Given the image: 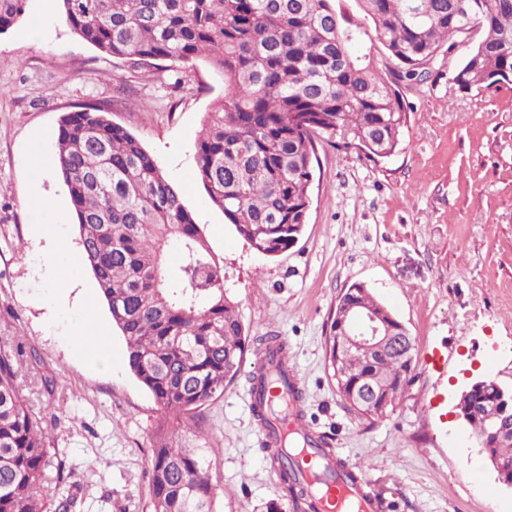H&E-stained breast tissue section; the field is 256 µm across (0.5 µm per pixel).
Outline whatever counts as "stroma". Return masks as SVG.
Instances as JSON below:
<instances>
[{"label":"stroma","instance_id":"1","mask_svg":"<svg viewBox=\"0 0 512 512\" xmlns=\"http://www.w3.org/2000/svg\"><path fill=\"white\" fill-rule=\"evenodd\" d=\"M463 54L440 53L423 83L401 86L409 122L389 158L373 162L317 140L304 230L267 257L196 176V137L224 94L208 63L173 71L100 53L71 31L58 0H30L0 34V340L19 337L32 353L22 392L56 422L50 448L72 471L75 512H151L148 461L161 417L127 365L104 300L83 340L68 328L96 280L69 262L81 247L56 137L64 114L94 102L180 192L224 260V289L250 338L223 396L189 425L171 426L174 443L204 458L212 512H301L273 459L258 451L249 376L271 334L300 375L304 419L383 497L385 512H512V489L483 465L454 409L472 380L512 386V84L461 92L452 72ZM40 227L51 237L37 236ZM356 283L415 341L412 381L376 421L350 410L326 358L336 301ZM97 347L111 352V369L91 360ZM46 375L54 392L41 385Z\"/></svg>","mask_w":512,"mask_h":512}]
</instances>
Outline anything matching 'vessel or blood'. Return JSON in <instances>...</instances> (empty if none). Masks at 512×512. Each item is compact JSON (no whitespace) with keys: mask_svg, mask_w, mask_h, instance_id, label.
<instances>
[{"mask_svg":"<svg viewBox=\"0 0 512 512\" xmlns=\"http://www.w3.org/2000/svg\"><path fill=\"white\" fill-rule=\"evenodd\" d=\"M300 379L294 368H287L279 384L264 392L268 402L280 405L281 413L273 426H260V449L269 454L282 448L287 437L305 439L312 431L301 417L298 397ZM295 472L306 486L307 494L302 501L304 512H383V501L374 494L364 478L356 481L338 479L322 481L321 471L335 470L333 454H320L305 447L293 455Z\"/></svg>","mask_w":512,"mask_h":512,"instance_id":"1","label":"vessel or blood"}]
</instances>
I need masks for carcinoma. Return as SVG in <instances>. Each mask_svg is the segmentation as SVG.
<instances>
[{
	"label": "carcinoma",
	"mask_w": 512,
	"mask_h": 512,
	"mask_svg": "<svg viewBox=\"0 0 512 512\" xmlns=\"http://www.w3.org/2000/svg\"><path fill=\"white\" fill-rule=\"evenodd\" d=\"M29 0H0V34L26 14ZM72 32L99 52L135 64H193L224 77L194 151L211 202L259 254L273 257L298 240L311 203L316 137L328 135L375 161L401 144L409 113L396 89L424 80L426 65L471 36L452 80L469 92L512 81V0H356L361 17L338 0H60ZM390 66L383 76L372 52ZM363 45V52L353 47ZM57 170L77 220L83 265L93 273L127 364L163 415L151 449L152 512H211L214 488L191 448L166 437L169 418L224 394L240 372L249 342L224 292L223 260L154 158L106 108L88 104L64 115ZM181 248L168 277L169 241ZM326 336L329 364L343 400L377 420L397 407L412 376L390 351L338 346L348 305L376 306L350 286ZM23 343L0 342V512H72L65 462L46 447L54 425L34 412L19 388ZM375 385L374 409L353 398L361 379ZM473 401L469 426L512 464V437L496 438ZM277 457L281 485L304 496L290 464Z\"/></svg>",
	"instance_id": "cac0c4a2"
}]
</instances>
